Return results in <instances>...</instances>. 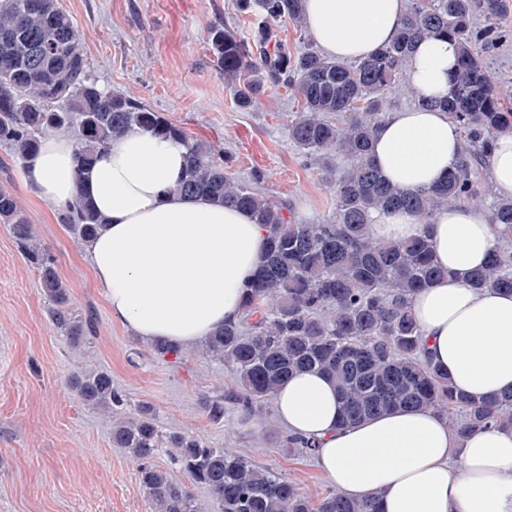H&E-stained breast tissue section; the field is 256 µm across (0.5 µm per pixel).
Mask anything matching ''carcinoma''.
Instances as JSON below:
<instances>
[{
  "mask_svg": "<svg viewBox=\"0 0 512 512\" xmlns=\"http://www.w3.org/2000/svg\"><path fill=\"white\" fill-rule=\"evenodd\" d=\"M253 16L242 37L215 26L207 41L224 81L241 108L266 88L286 84L300 96L302 110L288 126L289 138L316 165L335 199L332 216L318 223L290 224L283 208L224 171V161L189 138L159 112L100 86L80 47L77 30L59 0H0V145L23 166L43 135L72 130L77 168L92 165L112 140L132 132L181 142L187 150L185 175L177 191L207 197L249 211L268 229V250L245 289L239 318L224 322L201 344L209 357L229 366L237 381L224 396L204 401L215 421L224 401L248 420L274 399L292 375L315 371L336 384L344 425L401 408L438 412L464 438L488 427L512 430V392L472 398L433 364L410 314L413 295L448 276L439 266L427 231L402 242L374 237L377 215L406 210L429 224L449 204L490 200L499 244L485 266L470 276L475 290L512 292V197L493 193L485 174L496 138L512 133V109L487 70L479 43L497 38L506 0H409L396 38L369 58L344 62L308 49L299 51L278 34L286 18L303 26L304 0H238ZM481 15L486 25L478 27ZM443 33L458 47V76L448 94L418 100L422 109L448 113L462 132L461 152L445 180L409 195L391 185L371 160L372 140L387 116V94L404 70L415 44ZM353 163L343 169L336 157ZM57 221L89 244L103 217L84 195L58 210ZM0 224L9 227L20 252L39 275L57 330L77 351L95 334L91 312L73 307L70 288L38 240L16 196L0 187ZM89 406L116 415L112 445L138 463V479L154 512H203L187 486L154 460L167 452L172 467L206 487L211 512H379V495L350 498L330 492L314 502L295 483L250 458L213 448L193 434L164 430L152 408L123 414L124 398L104 370L70 380ZM288 451L315 455V442L287 437Z\"/></svg>",
  "mask_w": 512,
  "mask_h": 512,
  "instance_id": "1",
  "label": "carcinoma"
}]
</instances>
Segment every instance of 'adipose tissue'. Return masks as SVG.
I'll use <instances>...</instances> for the list:
<instances>
[{
  "label": "adipose tissue",
  "mask_w": 512,
  "mask_h": 512,
  "mask_svg": "<svg viewBox=\"0 0 512 512\" xmlns=\"http://www.w3.org/2000/svg\"><path fill=\"white\" fill-rule=\"evenodd\" d=\"M406 11V0L305 3L318 47L345 62L390 43ZM457 56L445 38L420 42L405 69L414 96L446 95ZM459 147L446 113L409 108L380 124L372 160L392 184L418 194L445 178ZM75 148L67 132L43 136L26 163V182L35 198L60 207L85 193L104 217L85 261L113 316L135 335L178 346L238 318L265 253V228L246 211L177 194L181 143L134 132L81 173ZM487 172L497 194L512 196V134L496 141ZM428 230L448 271L411 301L429 358L470 396L512 391V294L468 283L498 243L496 225L481 207L461 204L439 210ZM275 408L289 433L315 440L316 463L331 487L353 498L378 493L381 512H512V430L461 439L440 415L417 408L345 426L334 383L317 372L290 377Z\"/></svg>",
  "instance_id": "obj_1"
}]
</instances>
